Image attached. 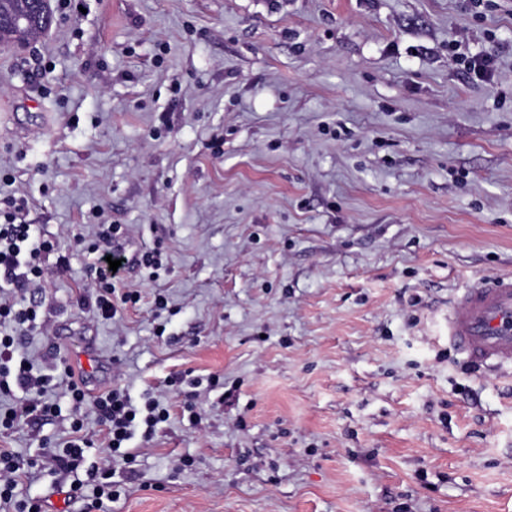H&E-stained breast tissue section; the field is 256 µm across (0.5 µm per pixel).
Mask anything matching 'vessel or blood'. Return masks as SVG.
I'll return each mask as SVG.
<instances>
[{
    "mask_svg": "<svg viewBox=\"0 0 512 512\" xmlns=\"http://www.w3.org/2000/svg\"><path fill=\"white\" fill-rule=\"evenodd\" d=\"M448 341L475 366L512 368V274L482 278L454 299Z\"/></svg>",
    "mask_w": 512,
    "mask_h": 512,
    "instance_id": "vessel-or-blood-1",
    "label": "vessel or blood"
}]
</instances>
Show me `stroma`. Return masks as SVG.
<instances>
[{"label": "stroma", "instance_id": "35a3bbf8", "mask_svg": "<svg viewBox=\"0 0 512 512\" xmlns=\"http://www.w3.org/2000/svg\"><path fill=\"white\" fill-rule=\"evenodd\" d=\"M52 8L0 44V195L72 255L18 351L56 376L92 343L98 389L170 413L101 512H512V370L448 347L453 298L512 273V0ZM100 224L162 254L109 320ZM69 425L0 433L55 512ZM455 55L456 63L461 65L472 79L476 77L481 82H488L493 77L496 60L492 53L485 52L471 57L460 53Z\"/></svg>", "mask_w": 512, "mask_h": 512}]
</instances>
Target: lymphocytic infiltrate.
<instances>
[{
	"label": "lymphocytic infiltrate",
	"mask_w": 512,
	"mask_h": 512,
	"mask_svg": "<svg viewBox=\"0 0 512 512\" xmlns=\"http://www.w3.org/2000/svg\"><path fill=\"white\" fill-rule=\"evenodd\" d=\"M27 204L15 198L0 199V284L16 288H42L54 271L67 269L71 256L62 254L55 268H48L44 258L53 249L51 241L43 239L36 225L26 223L24 216ZM126 231L119 224L100 225L97 241L91 246L98 258L87 271V294L82 302L98 316L110 319L117 312L118 302H137L136 293L117 295L116 286L121 280L120 271L109 268V259L119 260L122 268H155L160 263L157 250H144L127 256L121 241ZM40 301H31L24 308H15L13 303L0 300V323H12L15 332L34 326L38 317ZM14 332V334H15ZM14 334L0 336V393L9 395L13 390L24 394L22 402L5 409L0 408V430H12L23 422L36 421L39 417L60 413L58 405L45 402V395L54 390L56 383H64L69 398L68 409L72 419V439L61 454L55 455L57 465L76 473L85 459L87 448L93 441L84 432L87 413H94L106 431L109 453L87 470L85 478H74L69 496L82 500V512H96L104 501L118 497L114 482L110 480V468L115 461H129L125 447L135 434L151 437L156 426L167 420L169 413L160 408L151 394H144L142 404H135L125 390L110 388L90 395L84 378L75 377L72 369H65L61 380H53L33 371L31 362L16 356ZM26 474L23 463L10 449L0 448V507L17 506L18 512H45V500L38 498L19 499L17 488Z\"/></svg>",
	"instance_id": "1"
}]
</instances>
